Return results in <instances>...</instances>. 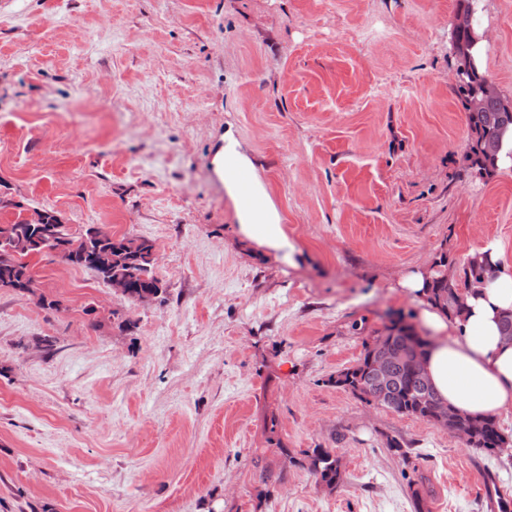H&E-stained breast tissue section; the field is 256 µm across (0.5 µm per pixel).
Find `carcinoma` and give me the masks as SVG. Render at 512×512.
Returning <instances> with one entry per match:
<instances>
[{
    "label": "carcinoma",
    "instance_id": "obj_1",
    "mask_svg": "<svg viewBox=\"0 0 512 512\" xmlns=\"http://www.w3.org/2000/svg\"><path fill=\"white\" fill-rule=\"evenodd\" d=\"M474 0H458L456 12L455 36L462 54L473 57L476 69L464 75L457 85L456 93L462 102L466 114V123L470 132L469 149L465 156L467 166L481 177H490L498 169L499 137L502 131L512 128V106L508 107L501 98L484 100L479 106L472 105L475 86L486 76L483 64L482 43L474 42L472 32L477 30L475 14L471 5ZM14 210L10 231L12 241L10 250L0 245V288H7L19 293H35L38 287L32 260L45 255V249L58 245L65 246L66 253L61 262L73 267L92 271L102 281H107L106 274L98 268L85 265L80 261V254L86 240L97 238L101 252L110 260V270L124 272L130 268L143 271L147 280L136 279L130 296L138 297L151 291V286L158 282L153 276V265L147 260L154 243L145 238L112 233L100 227L74 228L60 221L55 212L47 211L48 222L34 231L23 218L22 205L0 197V210ZM451 261L443 254L435 261V270L426 282L428 300L448 313H458L464 306L461 291L478 282H482L492 273L488 261L470 257L460 269V279L448 283V265ZM415 332L401 323L387 325L381 331L373 332L374 344L363 343V354L357 363L336 375V385L350 391L354 396L373 385L371 372L380 356L379 349L406 352V339ZM393 377L381 387L388 398L384 407L401 415L412 416L431 423L448 432V434L467 440V447L484 453H493L506 435L501 431L493 417L471 418L454 415L448 418V424H441L431 416L429 403L440 402L429 381L420 368L413 366L405 357L391 365ZM310 471L318 478L319 484L332 490L343 481L342 470L336 453L329 448H315L308 455Z\"/></svg>",
    "mask_w": 512,
    "mask_h": 512
}]
</instances>
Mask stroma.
<instances>
[{"label":"stroma","instance_id":"35a3bbf8","mask_svg":"<svg viewBox=\"0 0 512 512\" xmlns=\"http://www.w3.org/2000/svg\"><path fill=\"white\" fill-rule=\"evenodd\" d=\"M456 11L0 0V181L73 227L152 240L165 285L136 306L45 256L38 294L57 309L0 289V512H414L418 479L430 512H497L490 477L512 498V456L334 382L367 332L427 336L408 272L488 240L512 262V168L483 179L464 161ZM478 16L512 100V0ZM229 129L295 265L238 231L212 166ZM316 448L342 456L338 488L304 466Z\"/></svg>","mask_w":512,"mask_h":512}]
</instances>
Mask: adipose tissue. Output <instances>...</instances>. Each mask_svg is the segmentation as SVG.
<instances>
[{
    "label": "adipose tissue",
    "mask_w": 512,
    "mask_h": 512,
    "mask_svg": "<svg viewBox=\"0 0 512 512\" xmlns=\"http://www.w3.org/2000/svg\"><path fill=\"white\" fill-rule=\"evenodd\" d=\"M213 171L232 201L238 230L259 247L295 258L297 249L271 204L265 185L253 177L241 184L254 164L233 132L212 160ZM497 271L495 279L473 289L460 315L452 316L427 301L428 273L416 270L399 283L405 295L422 305V319L433 333L424 368L438 396L448 406L473 417L497 416L512 408V342L501 335V321L512 312V263L499 241L482 246Z\"/></svg>",
    "instance_id": "obj_1"
}]
</instances>
